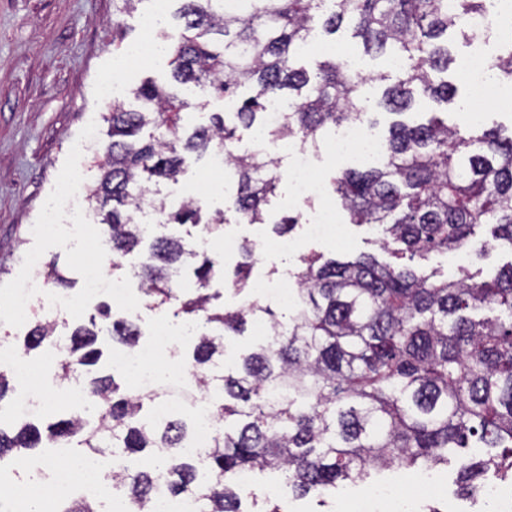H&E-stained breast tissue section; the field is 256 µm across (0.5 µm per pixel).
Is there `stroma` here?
Segmentation results:
<instances>
[{
  "mask_svg": "<svg viewBox=\"0 0 512 512\" xmlns=\"http://www.w3.org/2000/svg\"><path fill=\"white\" fill-rule=\"evenodd\" d=\"M152 0H143L130 15L115 17L112 0H0V298L16 290L46 280L45 263L57 259L73 285L68 290L73 303L58 325L54 343H65L72 324L88 317L81 297L85 289L84 269L99 264L96 247L107 238L103 224H68L59 233L39 237L31 235L43 208L50 205L75 164L82 162L84 186L93 190L110 141L109 125L104 120L112 107L98 97L99 86L112 79L114 64L132 59L135 80L149 78L167 86L180 98L192 101L193 110L185 116L187 128L208 124L212 113L223 111V100L210 97L195 84H178L171 79L167 54L152 58H134L135 48L148 32L145 22L153 15ZM122 21L128 35L122 49L112 43L115 21ZM347 58L356 60L366 78L364 96L369 110H376L387 83L395 82L398 71L390 68L382 57L365 55L348 32L336 35ZM95 134L97 147L84 160H77L76 149L88 134ZM292 141L280 143L276 150L278 170L282 179L275 197L267 207L263 224L241 223L234 210L235 181L216 188L208 181L212 162L209 157H193L176 189L184 196H205L201 207L203 219L216 212L224 214V234L211 239L210 256L223 261L225 270H232L242 256L239 245L243 239L259 243L268 238L269 223L285 215L308 217L311 209H325L328 203L318 198L312 204L300 203L288 178L291 166ZM341 240L314 237L305 225H298L290 235L285 251L255 253V279L273 286L294 283L300 259L310 252L331 258L343 254H379L380 248L367 227L351 224L347 215H339ZM41 256L43 263L35 267L31 256ZM103 279H113L111 264H99ZM13 393L0 403V424L11 425L14 419L42 423L45 416L69 409L67 389L49 383L39 406L12 415L17 401L25 393L22 376L9 379ZM459 464L450 461L434 469L440 493L433 498L420 496L418 471L404 468L371 470L364 484L337 490L325 498L311 495L293 498L284 475L272 472L256 474L255 493L242 498L244 512H254L256 499L274 493L288 505L289 512H348L352 500L368 490L376 495L370 503L371 512H423L426 506L441 512H490L482 499H463L455 494Z\"/></svg>",
  "mask_w": 512,
  "mask_h": 512,
  "instance_id": "obj_1",
  "label": "stroma"
}]
</instances>
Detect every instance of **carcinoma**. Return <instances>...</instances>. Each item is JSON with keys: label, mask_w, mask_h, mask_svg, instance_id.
<instances>
[{"label": "carcinoma", "mask_w": 512, "mask_h": 512, "mask_svg": "<svg viewBox=\"0 0 512 512\" xmlns=\"http://www.w3.org/2000/svg\"><path fill=\"white\" fill-rule=\"evenodd\" d=\"M180 35L168 43L171 77L224 97L227 110L188 133L183 115L194 104L151 79L134 89L138 109L116 104L106 117L110 142L99 165L93 196L108 227L112 269L147 239L136 219L143 184L176 182L189 157L224 152L237 177L235 210L248 224L266 223L264 206L279 177L273 158L241 152L238 128H258L271 145L284 139L314 144L328 127L364 122L365 79L335 56L308 71L298 65L311 31H351L367 54L399 56L406 78L383 93L382 107L401 116L420 94L440 106L456 86L438 78L449 70L453 30L472 41L468 19L489 0H178ZM492 76L512 81V41L497 54ZM255 94L240 100L236 89ZM288 100L284 121L271 127L267 105ZM382 158L363 170H345L331 187L352 223L381 229L382 249L394 257L426 259L433 252L487 248L512 254V137L480 123L452 124L432 117L395 121L382 143ZM161 208L165 224H189L209 238L223 218L201 223V207L187 199ZM186 235L150 239L149 259L130 266L145 307L173 311L197 324L189 364L198 396L215 418L211 442L200 456L182 452L196 419L197 399L167 418L156 404L169 386L134 391L115 374L93 375L103 356L98 337L133 348L137 322L111 313L102 301L89 323L72 328L55 377L78 380L91 410L62 413L43 427L31 423L9 433L0 427V460L15 465L32 448H83L112 455V483L124 491L131 512L149 508L158 475L174 495L198 499L202 512H242L239 478L257 469L282 470L298 497L334 491L339 483L365 480L369 469L448 463V454L475 443L482 453L459 468L462 490L473 495L491 472L512 486V259L492 276L460 268L438 280L407 264L372 254L322 260L311 253L296 272L297 302L288 321L249 302L254 246L240 244L243 261L232 270L233 306L217 310L209 293L224 273L217 258L199 252ZM193 269L196 287L184 288ZM47 279L67 289L71 281L52 262ZM275 342L224 366V336L242 334L259 315ZM58 320L29 325L24 347L50 340ZM207 478L197 479V462Z\"/></svg>", "instance_id": "cac0c4a2"}]
</instances>
